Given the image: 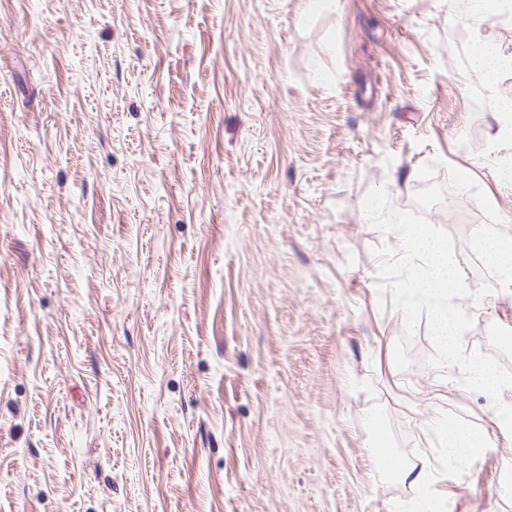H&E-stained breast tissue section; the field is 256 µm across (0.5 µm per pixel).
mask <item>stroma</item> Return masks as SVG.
<instances>
[{
	"instance_id": "stroma-1",
	"label": "stroma",
	"mask_w": 512,
	"mask_h": 512,
	"mask_svg": "<svg viewBox=\"0 0 512 512\" xmlns=\"http://www.w3.org/2000/svg\"><path fill=\"white\" fill-rule=\"evenodd\" d=\"M456 0H0V512H512V438L382 304L363 213L442 159L512 232V20ZM507 65L480 69V45ZM469 288L485 217L436 210ZM466 350L512 294L464 300ZM378 417L384 456L372 452ZM487 433L452 461L440 423ZM393 473L399 476L412 492L406 512H428L429 510L424 509L429 506V500L423 495L422 490L427 486L431 472L425 467L417 469L410 465H396Z\"/></svg>"
}]
</instances>
